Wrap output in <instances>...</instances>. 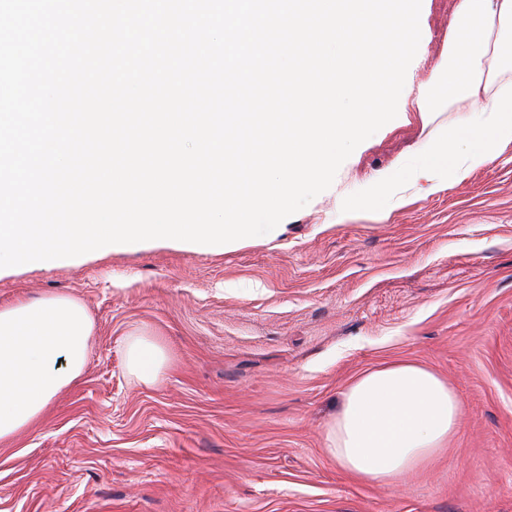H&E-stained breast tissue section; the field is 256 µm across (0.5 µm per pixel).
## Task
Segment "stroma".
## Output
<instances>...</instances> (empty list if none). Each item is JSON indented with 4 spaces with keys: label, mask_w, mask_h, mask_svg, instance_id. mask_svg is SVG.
Masks as SVG:
<instances>
[{
    "label": "stroma",
    "mask_w": 512,
    "mask_h": 512,
    "mask_svg": "<svg viewBox=\"0 0 512 512\" xmlns=\"http://www.w3.org/2000/svg\"><path fill=\"white\" fill-rule=\"evenodd\" d=\"M408 72L434 83L452 31L422 0ZM460 117L408 108L362 142L272 239L231 251L150 240L0 270V304L68 295L92 321L80 381L0 442V512H512V145L428 195L410 176L390 215L341 219L365 182ZM169 362L144 386L123 341ZM394 360L436 371L461 422L444 454L391 485L327 452L341 392Z\"/></svg>",
    "instance_id": "obj_1"
}]
</instances>
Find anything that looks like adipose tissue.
<instances>
[{
	"mask_svg": "<svg viewBox=\"0 0 512 512\" xmlns=\"http://www.w3.org/2000/svg\"><path fill=\"white\" fill-rule=\"evenodd\" d=\"M448 60L463 75L452 96L466 117L448 132L400 155L365 185L361 206L378 210L405 174L427 177L429 192L461 181L512 144V81L500 88L482 78L496 44L495 28L512 26V0H460ZM447 179H439V170ZM93 322L77 299L62 295L0 305V441L30 427L62 390L81 378ZM128 372L155 384L168 355L154 337L127 336ZM460 399L432 369L396 360L352 380L327 431L328 452L362 483L392 484L431 460L459 424Z\"/></svg>",
	"mask_w": 512,
	"mask_h": 512,
	"instance_id": "1",
	"label": "adipose tissue"
}]
</instances>
